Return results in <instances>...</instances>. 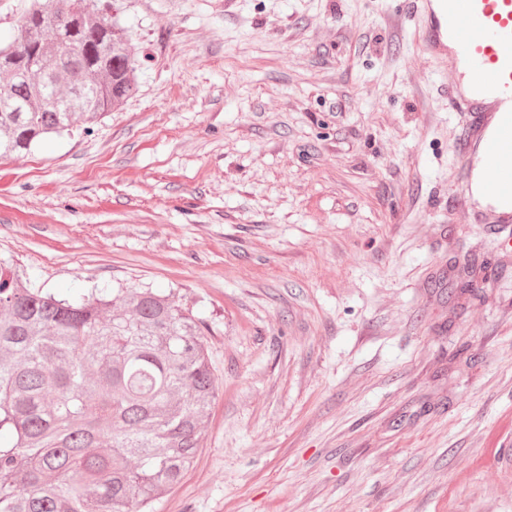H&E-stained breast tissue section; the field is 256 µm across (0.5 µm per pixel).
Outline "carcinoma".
<instances>
[{"label": "carcinoma", "mask_w": 512, "mask_h": 512, "mask_svg": "<svg viewBox=\"0 0 512 512\" xmlns=\"http://www.w3.org/2000/svg\"><path fill=\"white\" fill-rule=\"evenodd\" d=\"M128 29L30 0L0 44V158L137 90ZM217 394L201 322L150 288L60 298L0 265V512H152L195 463Z\"/></svg>", "instance_id": "carcinoma-1"}]
</instances>
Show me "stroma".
Masks as SVG:
<instances>
[{
    "label": "stroma",
    "instance_id": "obj_1",
    "mask_svg": "<svg viewBox=\"0 0 512 512\" xmlns=\"http://www.w3.org/2000/svg\"><path fill=\"white\" fill-rule=\"evenodd\" d=\"M387 4L116 0L138 92L0 160L25 286L205 324L219 390L154 512H512V223L460 201L468 118Z\"/></svg>",
    "mask_w": 512,
    "mask_h": 512
}]
</instances>
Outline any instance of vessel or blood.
Instances as JSON below:
<instances>
[{
    "mask_svg": "<svg viewBox=\"0 0 512 512\" xmlns=\"http://www.w3.org/2000/svg\"><path fill=\"white\" fill-rule=\"evenodd\" d=\"M408 2L409 11L391 14L414 26L425 52L452 74L449 111L484 117L475 139L455 148L472 169L461 191L481 189L512 221V0Z\"/></svg>",
    "mask_w": 512,
    "mask_h": 512,
    "instance_id": "b4317fda",
    "label": "vessel or blood"
}]
</instances>
